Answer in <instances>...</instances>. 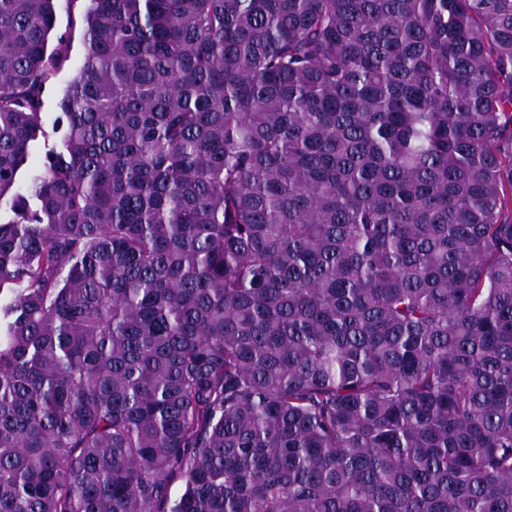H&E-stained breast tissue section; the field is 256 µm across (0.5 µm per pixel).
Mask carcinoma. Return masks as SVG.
I'll return each mask as SVG.
<instances>
[{"mask_svg": "<svg viewBox=\"0 0 512 512\" xmlns=\"http://www.w3.org/2000/svg\"><path fill=\"white\" fill-rule=\"evenodd\" d=\"M88 2L0 222V512H512V0ZM55 6L0 0V197ZM57 3L56 32L58 34L66 32L70 39L69 49L61 69L43 92L40 116L46 137H39L29 145L17 174L16 187L21 191L27 188L28 175L41 168L48 154L60 147L59 135L54 133L60 112L58 103L68 82L81 64L84 54L82 17L88 2L75 0L70 4L67 0H59Z\"/></svg>", "mask_w": 512, "mask_h": 512, "instance_id": "carcinoma-1", "label": "carcinoma"}]
</instances>
